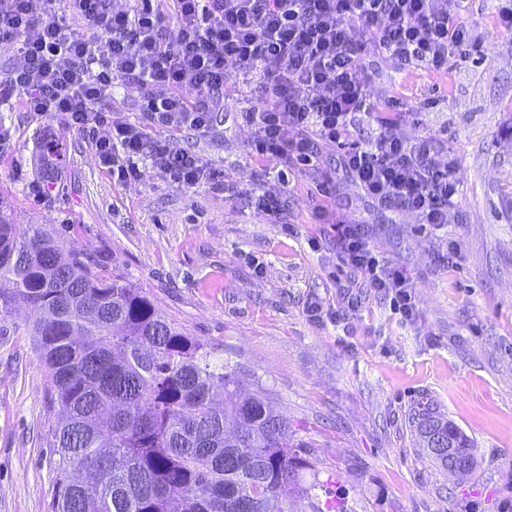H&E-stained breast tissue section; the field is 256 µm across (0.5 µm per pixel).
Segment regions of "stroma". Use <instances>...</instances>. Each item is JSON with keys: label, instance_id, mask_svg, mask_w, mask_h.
<instances>
[{"label": "stroma", "instance_id": "35a3bbf8", "mask_svg": "<svg viewBox=\"0 0 512 512\" xmlns=\"http://www.w3.org/2000/svg\"><path fill=\"white\" fill-rule=\"evenodd\" d=\"M448 10L478 37L447 76L403 72L384 56L377 104L401 98L421 135L447 147L459 192L442 229L368 201L338 174L336 199L317 217L309 170L289 186L261 175L251 132L236 112L215 115L208 135L171 129L173 145L222 168L245 190L285 197L287 224H270L202 187L177 189L152 170L113 184L90 139L61 119L0 104V207L16 224H45L67 252L90 255L108 274L142 288L168 320L201 342L214 364L236 369L288 421L309 463L310 496L296 512H500L512 500V29L496 0ZM63 149L54 180L42 144ZM363 222L375 250L406 270L419 316L401 320L388 297L338 268L332 225ZM358 299L355 310L346 295ZM319 302L321 313L309 310ZM34 313L0 323V512H49L57 415L32 337ZM432 410L474 442L478 463L462 477L422 454L415 415Z\"/></svg>", "mask_w": 512, "mask_h": 512}]
</instances>
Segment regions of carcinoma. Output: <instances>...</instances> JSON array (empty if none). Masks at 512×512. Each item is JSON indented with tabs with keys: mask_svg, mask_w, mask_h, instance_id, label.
Here are the masks:
<instances>
[{
	"mask_svg": "<svg viewBox=\"0 0 512 512\" xmlns=\"http://www.w3.org/2000/svg\"><path fill=\"white\" fill-rule=\"evenodd\" d=\"M0 316L18 305L52 383L56 493L50 512H293L308 463L288 420L242 394L228 365L167 321L147 293L64 253L41 224L0 211ZM475 467L450 420L416 417Z\"/></svg>",
	"mask_w": 512,
	"mask_h": 512,
	"instance_id": "carcinoma-1",
	"label": "carcinoma"
}]
</instances>
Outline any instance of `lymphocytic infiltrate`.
Returning a JSON list of instances; mask_svg holds the SVG:
<instances>
[{
	"mask_svg": "<svg viewBox=\"0 0 512 512\" xmlns=\"http://www.w3.org/2000/svg\"><path fill=\"white\" fill-rule=\"evenodd\" d=\"M476 42L448 0H134L127 10L109 0H0V45L24 59L0 80V101L22 95L27 111L62 117L92 137L113 183L138 181L147 166L181 190L228 194L234 187L222 169L161 132L203 135L214 113L235 108L251 129L252 153L280 180L291 166H305L317 173L318 196L333 202L337 172L322 168L317 151L332 143L340 170L365 195L438 229L457 193L454 167L441 164L434 140L394 133L411 117L395 96L385 103L389 118L360 141L376 110L374 73L363 61L378 53L401 70L444 76ZM230 64L261 88L239 108L224 92ZM126 81L139 90L144 122L110 105L114 85ZM103 127L108 135H100ZM333 230L341 267L413 320L406 272L378 254L359 220L337 221Z\"/></svg>",
	"mask_w": 512,
	"mask_h": 512,
	"instance_id": "lymphocytic-infiltrate-1",
	"label": "lymphocytic infiltrate"
}]
</instances>
